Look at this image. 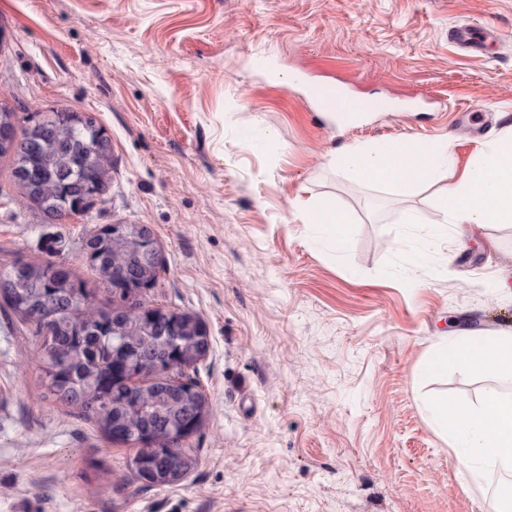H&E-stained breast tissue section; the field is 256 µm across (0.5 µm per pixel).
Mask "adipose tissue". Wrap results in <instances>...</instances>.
<instances>
[{
	"instance_id": "1",
	"label": "adipose tissue",
	"mask_w": 512,
	"mask_h": 512,
	"mask_svg": "<svg viewBox=\"0 0 512 512\" xmlns=\"http://www.w3.org/2000/svg\"><path fill=\"white\" fill-rule=\"evenodd\" d=\"M449 150L444 141L415 149L382 142L342 150L336 163L355 180L387 184L408 194L424 183L439 184L440 207L449 224H512V136L493 141L476 157L462 178L443 185ZM298 209L321 225L327 240L343 247L351 215L332 200H299ZM455 365L489 382L474 403L440 397L426 410L433 427L447 435L452 450L468 461V483L481 487L489 467L512 469V332L483 339L466 336L451 341L432 358L431 366Z\"/></svg>"
}]
</instances>
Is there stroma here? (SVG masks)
Here are the masks:
<instances>
[{
	"label": "stroma",
	"instance_id": "stroma-1",
	"mask_svg": "<svg viewBox=\"0 0 512 512\" xmlns=\"http://www.w3.org/2000/svg\"><path fill=\"white\" fill-rule=\"evenodd\" d=\"M486 22L483 52L448 37ZM369 103L339 122L280 77ZM0 105L17 131L91 112L112 141L108 188L58 219L22 201L0 156V272L60 264L115 299L84 250L108 224L148 225L161 253L147 305L207 326L187 370L208 411L172 486L136 479V445L44 399L39 340L0 306V512H488L512 471L468 487L429 398L485 380L435 350L512 331V224L449 226L433 185L405 195L348 178L336 156L447 141L449 182L512 131V0H0ZM275 151L256 148L263 131ZM354 219L342 250L298 199ZM418 223L404 224V213Z\"/></svg>",
	"mask_w": 512,
	"mask_h": 512
}]
</instances>
